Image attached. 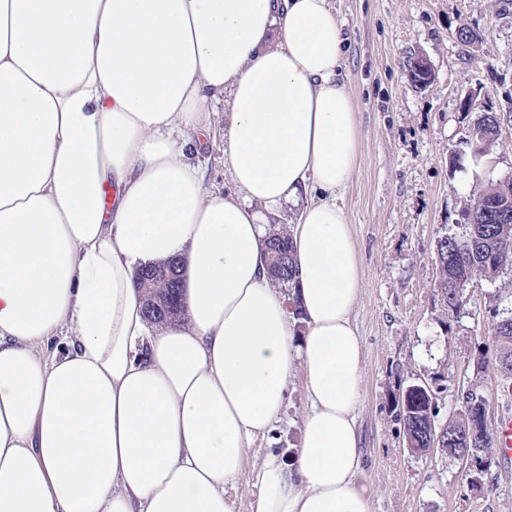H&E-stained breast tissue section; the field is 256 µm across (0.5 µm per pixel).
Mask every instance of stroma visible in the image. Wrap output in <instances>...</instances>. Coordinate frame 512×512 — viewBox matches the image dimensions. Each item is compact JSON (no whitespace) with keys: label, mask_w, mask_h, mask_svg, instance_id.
<instances>
[{"label":"stroma","mask_w":512,"mask_h":512,"mask_svg":"<svg viewBox=\"0 0 512 512\" xmlns=\"http://www.w3.org/2000/svg\"><path fill=\"white\" fill-rule=\"evenodd\" d=\"M343 23L342 78L355 104L358 164L343 197L362 265L354 320L364 341L358 427L363 460L357 484L374 512H512V470L498 449L462 473L447 452H412L396 401L408 386L435 394L439 423L456 420L461 392L479 386L488 427L512 413L491 335L512 314V270L474 277L468 301L448 310L436 290V242L458 231L463 212L490 184L512 179V10L499 0H330ZM478 40L460 46L459 25ZM427 57L432 82L411 80L409 61ZM476 91L500 114L502 132L482 156L466 142L477 112L460 107ZM211 133L195 157L206 186L234 194L224 162V104L211 105ZM307 410L293 369L279 417L250 450L237 480L235 512H251L259 464L271 454L292 462Z\"/></svg>","instance_id":"stroma-1"}]
</instances>
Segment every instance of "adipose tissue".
Returning <instances> with one entry per match:
<instances>
[{"instance_id": "obj_1", "label": "adipose tissue", "mask_w": 512, "mask_h": 512, "mask_svg": "<svg viewBox=\"0 0 512 512\" xmlns=\"http://www.w3.org/2000/svg\"><path fill=\"white\" fill-rule=\"evenodd\" d=\"M345 44L329 0H0V512H234L296 364L302 446L252 512H372ZM222 96L226 197L189 158ZM287 204L301 333L265 265ZM172 258L155 325L136 274Z\"/></svg>"}]
</instances>
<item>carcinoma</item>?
Instances as JSON below:
<instances>
[{"instance_id":"cac0c4a2","label":"carcinoma","mask_w":512,"mask_h":512,"mask_svg":"<svg viewBox=\"0 0 512 512\" xmlns=\"http://www.w3.org/2000/svg\"><path fill=\"white\" fill-rule=\"evenodd\" d=\"M501 117L493 112L483 113L478 125L487 131L483 138L474 137L480 152L484 153L490 143L497 139ZM503 206L512 208V180H504L490 185L474 197L465 213L462 233L447 234L437 242L441 262L437 264L439 280L438 292L450 310L458 306V296L464 293V286L472 277L492 274L500 275L499 266L512 267V223L496 224L485 218V213ZM266 244L279 258L278 268L271 276L273 283L288 285L296 276V258L287 235L273 232ZM181 264L170 259L160 265L143 270L139 277L140 287L145 290L146 311L152 313L153 321L167 322L184 312L182 289H180ZM492 335L497 346V359L512 365V321L501 322L492 327ZM427 405L426 396L413 393L410 405L397 403V418L403 424L406 441L415 448L427 447V415L423 414ZM446 447L465 448L475 466L483 463V456L493 447L490 431L479 435L471 431V418L467 410H462L459 419L448 425Z\"/></svg>"}]
</instances>
